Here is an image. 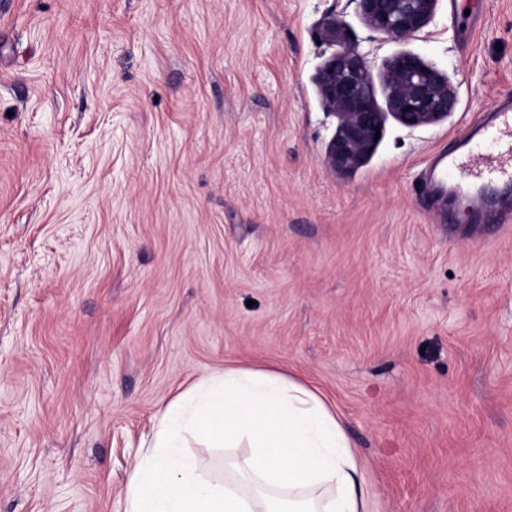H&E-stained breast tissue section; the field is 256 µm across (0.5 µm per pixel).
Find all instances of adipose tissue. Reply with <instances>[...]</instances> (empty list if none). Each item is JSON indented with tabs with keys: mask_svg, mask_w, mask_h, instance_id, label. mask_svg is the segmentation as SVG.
I'll return each instance as SVG.
<instances>
[{
	"mask_svg": "<svg viewBox=\"0 0 512 512\" xmlns=\"http://www.w3.org/2000/svg\"><path fill=\"white\" fill-rule=\"evenodd\" d=\"M236 448L223 472L188 438ZM125 512H365L362 462L342 416L275 371L228 369L160 414L141 442Z\"/></svg>",
	"mask_w": 512,
	"mask_h": 512,
	"instance_id": "1",
	"label": "adipose tissue"
}]
</instances>
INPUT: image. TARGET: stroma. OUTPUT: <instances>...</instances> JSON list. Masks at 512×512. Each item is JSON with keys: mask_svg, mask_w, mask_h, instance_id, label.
Instances as JSON below:
<instances>
[{"mask_svg": "<svg viewBox=\"0 0 512 512\" xmlns=\"http://www.w3.org/2000/svg\"><path fill=\"white\" fill-rule=\"evenodd\" d=\"M332 13L373 75L458 103L331 171ZM512 104V0L416 36L355 0H0V512H123L195 383L271 370L335 404L367 512H512V185L434 161Z\"/></svg>", "mask_w": 512, "mask_h": 512, "instance_id": "35a3bbf8", "label": "stroma"}]
</instances>
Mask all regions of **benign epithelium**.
Returning <instances> with one entry per match:
<instances>
[{"label":"benign epithelium","instance_id":"benign-epithelium-1","mask_svg":"<svg viewBox=\"0 0 512 512\" xmlns=\"http://www.w3.org/2000/svg\"><path fill=\"white\" fill-rule=\"evenodd\" d=\"M355 2L372 28L406 38L430 23L438 0ZM320 25L326 40L339 46L319 77L325 107L339 120L326 151V163L332 170L348 172L361 166L373 153L376 128L384 127L388 114L402 125L416 128L435 123L455 109L457 94L448 80L418 56L406 53L387 63L383 76L387 112L379 111L365 55L343 44L335 17L324 15Z\"/></svg>","mask_w":512,"mask_h":512}]
</instances>
